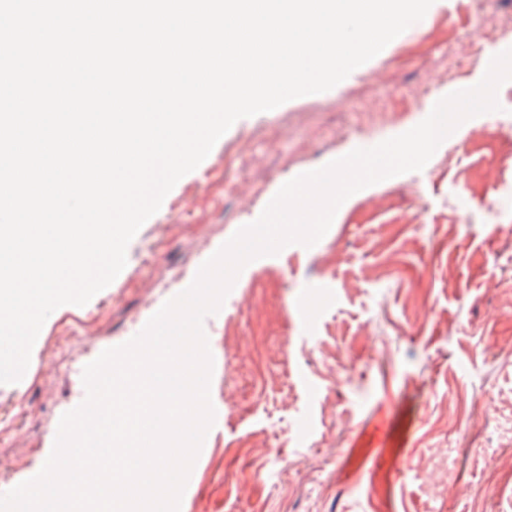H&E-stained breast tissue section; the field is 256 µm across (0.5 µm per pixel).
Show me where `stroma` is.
Masks as SVG:
<instances>
[{"mask_svg": "<svg viewBox=\"0 0 512 512\" xmlns=\"http://www.w3.org/2000/svg\"><path fill=\"white\" fill-rule=\"evenodd\" d=\"M512 0H434L331 90L237 120L86 305L45 321L0 384V493L32 478L84 367L126 342L279 188L421 122L512 48ZM426 166L369 186L313 247L249 263L203 328L215 422L180 512H512V81Z\"/></svg>", "mask_w": 512, "mask_h": 512, "instance_id": "1", "label": "stroma"}]
</instances>
